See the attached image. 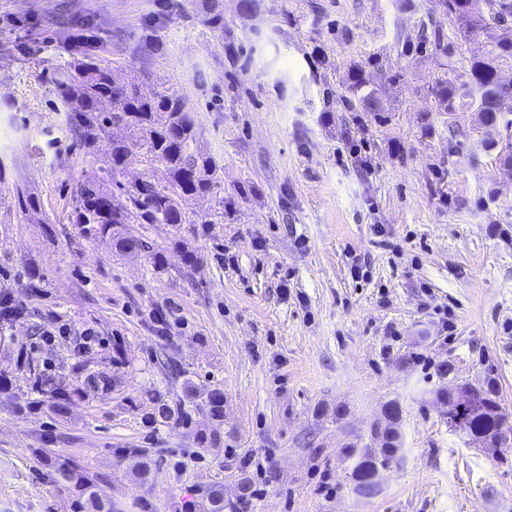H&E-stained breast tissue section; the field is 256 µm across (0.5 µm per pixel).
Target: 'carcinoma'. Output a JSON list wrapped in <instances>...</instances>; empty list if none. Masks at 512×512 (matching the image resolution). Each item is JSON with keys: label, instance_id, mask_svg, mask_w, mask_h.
I'll return each mask as SVG.
<instances>
[{"label": "carcinoma", "instance_id": "cac0c4a2", "mask_svg": "<svg viewBox=\"0 0 512 512\" xmlns=\"http://www.w3.org/2000/svg\"><path fill=\"white\" fill-rule=\"evenodd\" d=\"M436 8L454 28L449 35L443 26L433 25L429 43L434 53L442 56L451 52V36L464 37L491 21H504L512 13V5L505 0H436ZM203 12L206 27L224 40L229 56L235 57L233 35L224 24L223 0H204ZM67 40L75 57L68 67L54 73V82L61 108L84 153L96 156L100 142L106 140L108 148L102 162L109 170L125 167L139 151L162 166L157 179L141 180L127 188L118 185L126 195L125 205L115 203L114 190L98 179L87 181L77 193L74 223L83 233L110 242L118 252H131L139 248V240L125 232V225L136 221L178 229L185 219L179 200L212 194L219 164L213 156L194 148L196 120L182 96L162 93L146 82H120L115 70L93 53V35L84 29L70 31ZM497 46L496 56L470 62L466 82L459 84L447 74L435 82L431 91L439 111L451 116L466 109L478 113L486 125L502 122L512 127V118H506L500 107L501 98L512 90V82H502L499 75L500 61L512 58V34H500ZM346 90L348 111H379L376 92L369 88L361 70L348 74ZM114 127L124 129L126 136L109 139ZM435 399L448 407L450 426L484 442L483 453L495 454L506 439L504 415L493 383L477 389L451 384L438 389ZM399 421V407L391 405L385 410V426L374 436L375 447L346 446L345 454L358 458L353 478L360 493L372 495L377 491L380 469L399 452ZM122 460L132 474L144 479L149 476L151 459L146 451L126 449ZM56 472L58 481L73 493L76 512H130L135 507L105 498L99 478L90 476L77 463H64ZM198 507L202 512H224V495L214 489Z\"/></svg>", "mask_w": 512, "mask_h": 512}]
</instances>
